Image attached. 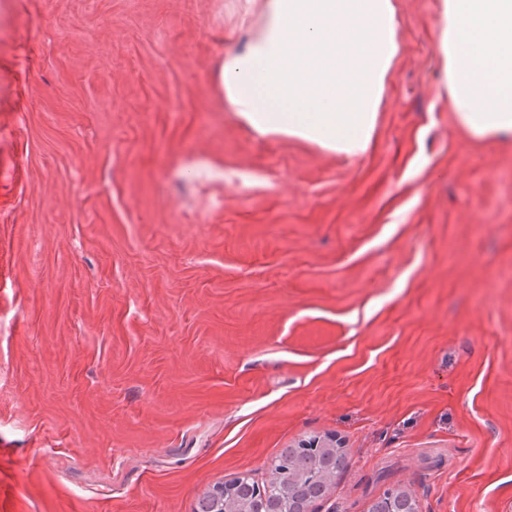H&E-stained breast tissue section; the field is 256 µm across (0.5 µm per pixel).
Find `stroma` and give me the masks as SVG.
<instances>
[{
  "label": "stroma",
  "instance_id": "35a3bbf8",
  "mask_svg": "<svg viewBox=\"0 0 512 512\" xmlns=\"http://www.w3.org/2000/svg\"><path fill=\"white\" fill-rule=\"evenodd\" d=\"M440 2L347 159L221 104L262 0H0L7 512H196L313 435L312 512H512V138L441 94ZM391 501L393 511L391 512H418L416 500L411 496L410 492L403 488H394L387 490L378 499L374 500L368 512H382L380 506Z\"/></svg>",
  "mask_w": 512,
  "mask_h": 512
}]
</instances>
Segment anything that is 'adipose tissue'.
<instances>
[{
	"label": "adipose tissue",
	"mask_w": 512,
	"mask_h": 512,
	"mask_svg": "<svg viewBox=\"0 0 512 512\" xmlns=\"http://www.w3.org/2000/svg\"><path fill=\"white\" fill-rule=\"evenodd\" d=\"M444 89L472 136H512V0H441ZM393 0H265V22L227 54L226 111L254 132L351 159L367 154L400 52Z\"/></svg>",
	"instance_id": "adipose-tissue-1"
}]
</instances>
